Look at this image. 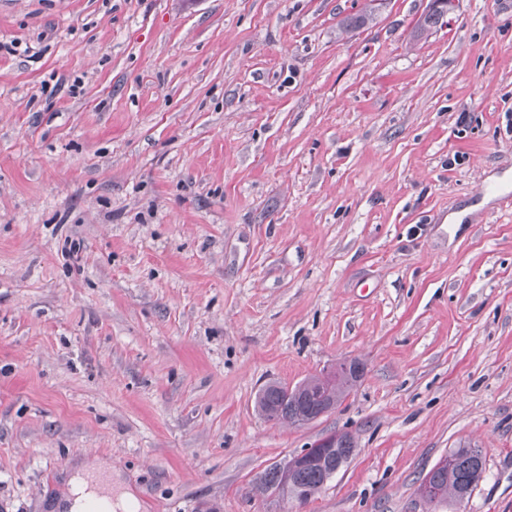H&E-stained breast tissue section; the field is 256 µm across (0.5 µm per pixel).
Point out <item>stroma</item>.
<instances>
[{
  "instance_id": "1",
  "label": "stroma",
  "mask_w": 512,
  "mask_h": 512,
  "mask_svg": "<svg viewBox=\"0 0 512 512\" xmlns=\"http://www.w3.org/2000/svg\"><path fill=\"white\" fill-rule=\"evenodd\" d=\"M429 7L0 0V512L97 460L136 512H512V0ZM352 359L317 420L255 412ZM336 434L307 503L256 491ZM338 364H336V367ZM336 367L326 370L325 373L323 374L324 378L321 390V393L323 394V406L321 411L317 415L307 417L306 419L301 421L300 424L310 423L313 420L319 418L320 416L332 411L336 406L332 400V397L336 400V403H339L347 396H349L350 393L356 388L357 383L360 381L363 372V368L360 366V364L357 363L356 366H351L348 370L341 368L339 371L336 385L332 388L336 380ZM450 456L448 468H432L426 476L424 491L428 487L441 492V501L457 503L468 498L482 479L485 471V457L479 448H456Z\"/></svg>"
}]
</instances>
